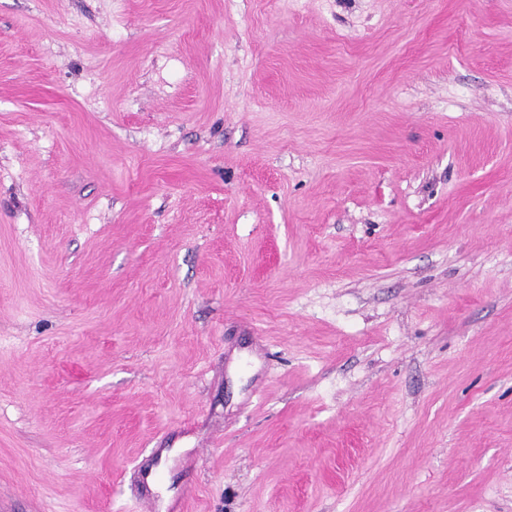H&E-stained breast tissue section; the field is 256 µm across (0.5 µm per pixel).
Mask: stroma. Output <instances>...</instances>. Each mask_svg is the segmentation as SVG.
<instances>
[{
  "label": "stroma",
  "instance_id": "1",
  "mask_svg": "<svg viewBox=\"0 0 512 512\" xmlns=\"http://www.w3.org/2000/svg\"><path fill=\"white\" fill-rule=\"evenodd\" d=\"M512 512V0H0V512Z\"/></svg>",
  "mask_w": 512,
  "mask_h": 512
}]
</instances>
